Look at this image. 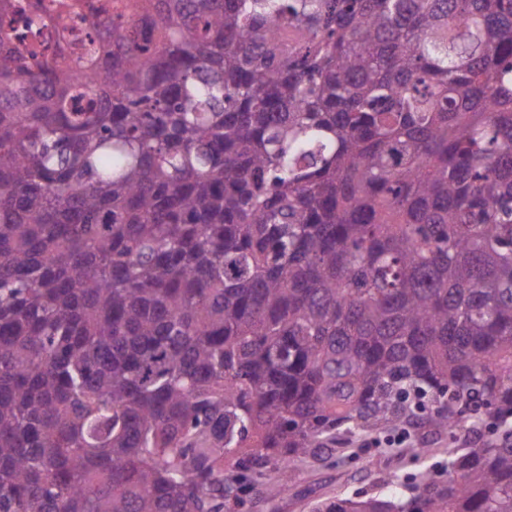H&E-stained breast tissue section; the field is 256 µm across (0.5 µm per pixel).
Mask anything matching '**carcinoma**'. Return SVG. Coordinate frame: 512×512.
<instances>
[{"mask_svg": "<svg viewBox=\"0 0 512 512\" xmlns=\"http://www.w3.org/2000/svg\"><path fill=\"white\" fill-rule=\"evenodd\" d=\"M0 54V512H512V0H141ZM102 105L72 110V85ZM392 432L373 434L344 448H354L352 458L334 467H325L319 463L301 466L295 477L293 493L274 503L267 502L262 496L251 492L244 497L243 507L234 512H310L308 503L324 494L356 492H376L389 477L394 464L389 447L384 438Z\"/></svg>", "mask_w": 512, "mask_h": 512, "instance_id": "carcinoma-1", "label": "carcinoma"}]
</instances>
